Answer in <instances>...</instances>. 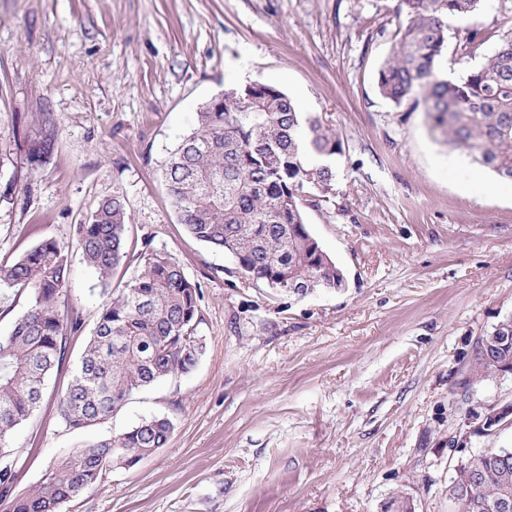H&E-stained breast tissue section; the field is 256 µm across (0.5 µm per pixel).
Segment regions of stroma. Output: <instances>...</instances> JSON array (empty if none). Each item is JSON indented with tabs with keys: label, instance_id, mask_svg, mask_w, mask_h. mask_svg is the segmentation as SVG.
Instances as JSON below:
<instances>
[{
	"label": "stroma",
	"instance_id": "1",
	"mask_svg": "<svg viewBox=\"0 0 512 512\" xmlns=\"http://www.w3.org/2000/svg\"><path fill=\"white\" fill-rule=\"evenodd\" d=\"M468 62L470 18L448 21L442 76ZM395 0H0V260L44 238L71 248L68 302L84 318L37 416L14 432L26 493L86 435L169 417L166 447L113 469L60 512H382L397 490L416 512H454L459 460L512 448V427L445 447L477 336L512 314V183L384 99L376 73ZM260 81L342 143L331 206L306 211L345 288L299 299L246 279L188 236L162 171L225 87ZM55 150L32 160L42 114ZM121 196L130 237H150L200 288L204 350L190 372L134 394L89 434L65 429L57 394L104 300L75 226Z\"/></svg>",
	"mask_w": 512,
	"mask_h": 512
}]
</instances>
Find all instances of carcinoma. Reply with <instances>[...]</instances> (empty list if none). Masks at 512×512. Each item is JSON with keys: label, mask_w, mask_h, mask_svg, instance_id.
<instances>
[{"label": "carcinoma", "mask_w": 512, "mask_h": 512, "mask_svg": "<svg viewBox=\"0 0 512 512\" xmlns=\"http://www.w3.org/2000/svg\"><path fill=\"white\" fill-rule=\"evenodd\" d=\"M482 0H396L397 39L377 73L380 95L426 114L430 130L512 181V0H501L506 28L485 63L456 80L440 77L448 19L469 17L460 47L467 60L484 42L477 16ZM52 130L34 149L54 151ZM342 152L335 134L315 115L296 111L273 85L229 86L196 112L195 127L172 154L165 182L179 222L191 237L230 255L246 277L287 295L336 288L341 271L311 234L305 209L336 195V170L320 163ZM124 200L99 202L76 226V247L104 285L108 299L58 400L70 431H86L119 412L132 395L190 371L203 342L199 289L171 254L148 237L132 247ZM136 266L124 287L107 288L114 272ZM69 250L42 239L0 265V288L29 299L27 310L0 336V512H59L62 504L117 466L131 467L167 445L174 424L144 419L123 434L89 439L55 462L35 489L14 494L15 429L43 397L45 380L68 356L70 336L82 331V312L68 306ZM495 342L473 347L468 386L504 371L512 374V315L493 327ZM475 485L464 488L469 474ZM455 512H491L512 499V448L480 450L463 460L448 488Z\"/></svg>", "instance_id": "cac0c4a2"}]
</instances>
